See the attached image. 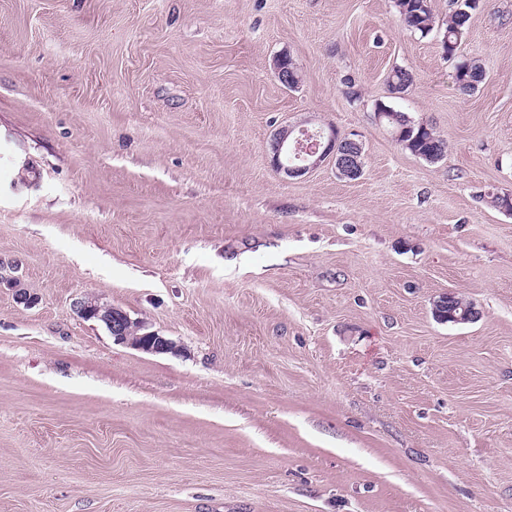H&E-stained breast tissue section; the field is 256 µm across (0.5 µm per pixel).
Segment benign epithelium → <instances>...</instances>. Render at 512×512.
<instances>
[{
	"instance_id": "obj_1",
	"label": "benign epithelium",
	"mask_w": 512,
	"mask_h": 512,
	"mask_svg": "<svg viewBox=\"0 0 512 512\" xmlns=\"http://www.w3.org/2000/svg\"><path fill=\"white\" fill-rule=\"evenodd\" d=\"M275 71L284 85H297L301 82L299 69L286 56L275 60ZM271 152L275 171L287 177L302 176L327 160L333 163L336 173L342 177L354 178L362 173L359 161L363 152L361 143L340 134L334 126L326 131L319 129L315 132L298 130L293 126L281 127L273 136ZM76 311L83 319L102 323L119 343L150 353L176 350L172 341L154 332L139 333L142 326L136 325L128 314L116 307L82 300L77 302ZM433 311L439 321L454 324L470 323L479 316L473 303L453 293L445 294L434 301Z\"/></svg>"
}]
</instances>
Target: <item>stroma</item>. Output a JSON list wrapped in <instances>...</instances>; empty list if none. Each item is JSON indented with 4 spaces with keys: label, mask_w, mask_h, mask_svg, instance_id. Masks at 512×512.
Here are the masks:
<instances>
[{
    "label": "stroma",
    "mask_w": 512,
    "mask_h": 512,
    "mask_svg": "<svg viewBox=\"0 0 512 512\" xmlns=\"http://www.w3.org/2000/svg\"><path fill=\"white\" fill-rule=\"evenodd\" d=\"M430 3L421 36L395 0H0V512H512V0L451 57ZM306 123L361 176L278 174ZM485 79V70L478 60L461 63L456 68L455 82L464 91L478 88ZM388 111L386 113L394 115V119L390 120L386 117L385 112L378 111V108L375 109L376 119L382 123L384 119V124L392 131L395 135L399 134L403 126L412 127V132L409 133L408 129H403L401 132L402 141L405 144L400 143V141L396 138V141L406 150L411 152L413 155L421 157L423 159L428 160L424 156H434L438 160L440 159L445 152V142L437 136L432 129L431 131H423L419 130V124H416L405 112L396 110L395 108L386 105L385 103H381ZM407 135V136H406ZM406 136V137H403ZM430 160V161H435ZM273 167L277 173L286 177H299L310 170L330 161L341 177L354 178L362 173L359 157L363 152L361 143L330 126L327 132L318 129L310 132L293 126H284L277 130L271 143ZM288 152L294 153L300 160L298 164H288ZM433 311L439 321L454 324L470 323L479 316V311L473 303L467 302L453 293L445 294L434 301ZM78 315L86 320L102 323L115 341L129 344L139 350L150 353H168L176 350V345L154 332L138 334L142 326H137L124 311L110 305H100L96 301L82 300L77 302ZM131 336H137L141 342H135Z\"/></svg>",
    "instance_id": "obj_1"
}]
</instances>
